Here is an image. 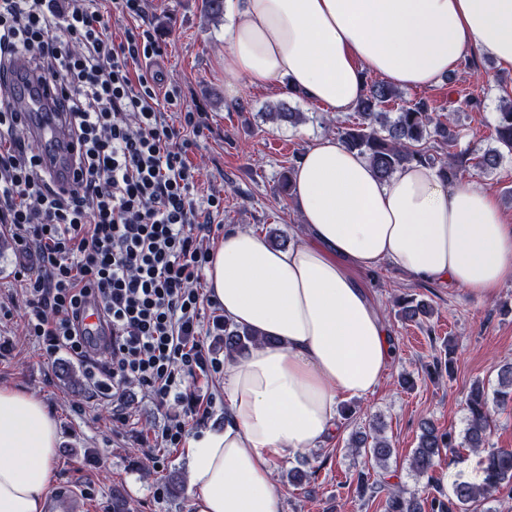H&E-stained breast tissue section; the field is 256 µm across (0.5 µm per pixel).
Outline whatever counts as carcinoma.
<instances>
[{"instance_id":"obj_1","label":"carcinoma","mask_w":512,"mask_h":512,"mask_svg":"<svg viewBox=\"0 0 512 512\" xmlns=\"http://www.w3.org/2000/svg\"><path fill=\"white\" fill-rule=\"evenodd\" d=\"M398 97L397 90L388 84L368 85L354 108V121L337 127L341 142L365 157L379 179L387 181L413 163L437 169L438 175L451 183L460 181L471 168L482 172L497 168L502 158L497 149L476 156L469 166L451 152L447 157H441L439 150L451 148L457 139L455 119L432 109L422 100L402 106L394 114L384 111ZM495 135L497 142L512 153L511 99L499 106ZM397 306L408 321L428 319L433 315L432 306L422 300L416 302L403 297L397 300ZM261 341L255 331L224 320L226 353L241 355ZM499 386L492 396L479 382L470 389L465 400L468 418L462 442H456L451 433L440 430L429 420L422 424L419 442L411 457L413 470L425 475L442 454L452 456L459 447L469 448L480 455L481 482H457L448 497L433 496L423 500L406 495L400 487H390L386 493L385 512H423L425 507L429 512H468L475 502H489L505 490L512 494V448L489 445L491 405L503 406L512 401V362L501 366ZM352 449L377 469L375 473L359 472L361 495L378 492L384 486V475L393 454L391 443L382 436L372 437L358 432L353 437Z\"/></svg>"}]
</instances>
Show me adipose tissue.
I'll use <instances>...</instances> for the list:
<instances>
[{
	"label": "adipose tissue",
	"mask_w": 512,
	"mask_h": 512,
	"mask_svg": "<svg viewBox=\"0 0 512 512\" xmlns=\"http://www.w3.org/2000/svg\"><path fill=\"white\" fill-rule=\"evenodd\" d=\"M224 78L294 88L352 111L364 71L427 88L468 55L512 68V0H225ZM304 234L272 247L229 228L210 252V298L263 343L224 360L223 425L184 443L194 512H279L274 464L325 441L337 403L380 383L389 334L356 272L391 264L481 296L512 281V224L493 195L413 164L380 180L338 139H315L293 175ZM58 426L38 398L0 387V512H46Z\"/></svg>",
	"instance_id": "1"
}]
</instances>
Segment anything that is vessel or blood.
Listing matches in <instances>:
<instances>
[{"instance_id":"b4317fda","label":"vessel or blood","mask_w":512,"mask_h":512,"mask_svg":"<svg viewBox=\"0 0 512 512\" xmlns=\"http://www.w3.org/2000/svg\"><path fill=\"white\" fill-rule=\"evenodd\" d=\"M4 83L10 89L12 107L23 114L31 139L40 143L54 182L71 186L75 179L74 150L63 115L50 109L52 91L21 61L16 62ZM81 326L101 341L110 334L97 303L91 299L84 305Z\"/></svg>"}]
</instances>
